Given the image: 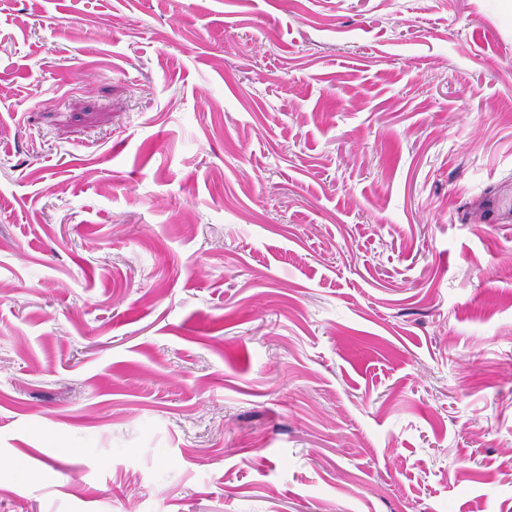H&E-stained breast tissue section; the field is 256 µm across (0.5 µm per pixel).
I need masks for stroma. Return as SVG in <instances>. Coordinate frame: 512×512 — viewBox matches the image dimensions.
Instances as JSON below:
<instances>
[{
  "mask_svg": "<svg viewBox=\"0 0 512 512\" xmlns=\"http://www.w3.org/2000/svg\"><path fill=\"white\" fill-rule=\"evenodd\" d=\"M0 512H512L496 0H0Z\"/></svg>",
  "mask_w": 512,
  "mask_h": 512,
  "instance_id": "obj_1",
  "label": "stroma"
}]
</instances>
